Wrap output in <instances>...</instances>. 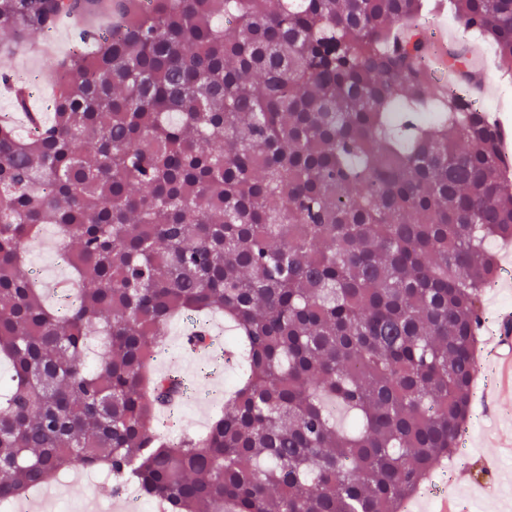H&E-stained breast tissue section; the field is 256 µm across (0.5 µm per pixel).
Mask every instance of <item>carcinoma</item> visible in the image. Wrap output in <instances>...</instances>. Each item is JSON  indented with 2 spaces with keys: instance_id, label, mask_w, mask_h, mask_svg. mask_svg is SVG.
<instances>
[{
  "instance_id": "carcinoma-1",
  "label": "carcinoma",
  "mask_w": 512,
  "mask_h": 512,
  "mask_svg": "<svg viewBox=\"0 0 512 512\" xmlns=\"http://www.w3.org/2000/svg\"><path fill=\"white\" fill-rule=\"evenodd\" d=\"M94 3L0 0V32ZM437 6L512 71V0ZM427 11L126 0L60 63L51 122L0 124V501L80 467L167 512H399L457 452L512 180L500 126L431 92ZM44 224L80 281L63 314L26 270ZM213 311L243 373L204 434L160 438L181 389L153 354Z\"/></svg>"
}]
</instances>
